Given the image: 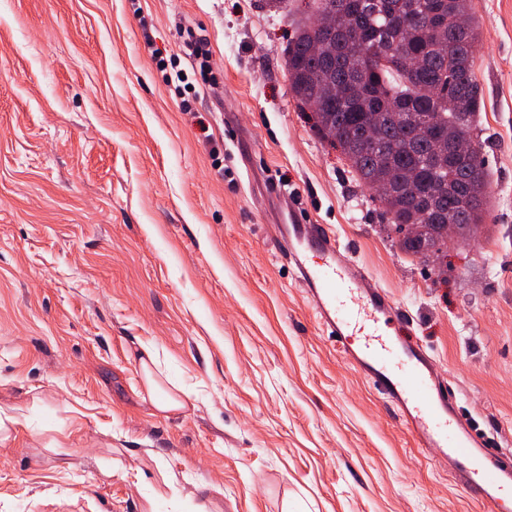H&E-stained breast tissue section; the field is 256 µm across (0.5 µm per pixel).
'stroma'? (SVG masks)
<instances>
[{
    "label": "stroma",
    "instance_id": "35a3bbf8",
    "mask_svg": "<svg viewBox=\"0 0 512 512\" xmlns=\"http://www.w3.org/2000/svg\"><path fill=\"white\" fill-rule=\"evenodd\" d=\"M469 7L492 192L439 273L290 92L315 0H0V512H480L319 331L271 230L292 207L328 227L512 453V0ZM145 344L184 409L153 406Z\"/></svg>",
    "mask_w": 512,
    "mask_h": 512
}]
</instances>
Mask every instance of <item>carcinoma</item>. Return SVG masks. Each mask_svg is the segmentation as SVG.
Returning a JSON list of instances; mask_svg holds the SVG:
<instances>
[{"instance_id":"cac0c4a2","label":"carcinoma","mask_w":512,"mask_h":512,"mask_svg":"<svg viewBox=\"0 0 512 512\" xmlns=\"http://www.w3.org/2000/svg\"><path fill=\"white\" fill-rule=\"evenodd\" d=\"M341 6L347 18L328 41L330 67L309 54L318 36L299 23L285 52V69L298 104H320L314 129L336 132L339 149L357 180L370 188L387 182L391 192L374 197L400 235V248L428 257L446 245L448 219L469 235L484 223L491 182L478 151L442 155L435 139L420 133L428 118L447 140L474 136L481 88L475 74L478 23L468 0H319ZM416 224L417 237L403 226Z\"/></svg>"}]
</instances>
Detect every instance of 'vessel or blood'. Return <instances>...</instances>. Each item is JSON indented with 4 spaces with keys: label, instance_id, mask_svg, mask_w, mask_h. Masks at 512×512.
Wrapping results in <instances>:
<instances>
[{
    "label": "vessel or blood",
    "instance_id": "b4317fda",
    "mask_svg": "<svg viewBox=\"0 0 512 512\" xmlns=\"http://www.w3.org/2000/svg\"><path fill=\"white\" fill-rule=\"evenodd\" d=\"M278 233L321 332L397 410L418 448L438 449L482 512H499L512 498V455L489 447L471 429L422 347L389 335L394 308L388 295L359 267L337 260L340 246L329 229L292 210Z\"/></svg>",
    "mask_w": 512,
    "mask_h": 512
}]
</instances>
